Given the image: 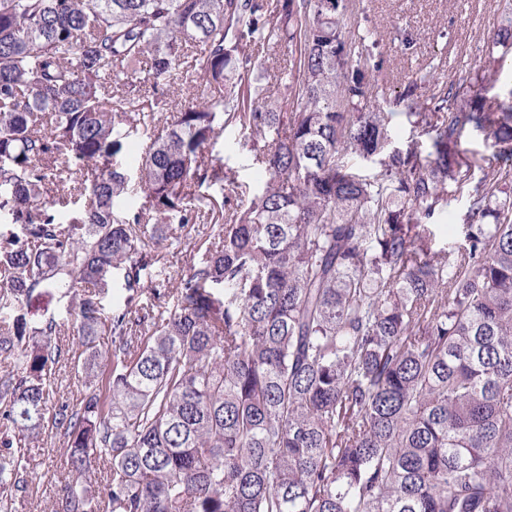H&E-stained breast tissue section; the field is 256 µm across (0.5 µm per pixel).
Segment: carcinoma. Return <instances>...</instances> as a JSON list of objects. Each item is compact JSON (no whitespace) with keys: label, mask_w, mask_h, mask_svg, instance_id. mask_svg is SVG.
Here are the masks:
<instances>
[{"label":"carcinoma","mask_w":512,"mask_h":512,"mask_svg":"<svg viewBox=\"0 0 512 512\" xmlns=\"http://www.w3.org/2000/svg\"><path fill=\"white\" fill-rule=\"evenodd\" d=\"M347 0H0V300L80 295L77 409L50 414L57 324L0 325V512L27 490L16 434L64 428L72 482L56 512H512V164L460 156L467 129L512 160V4L482 73L434 72L383 102L432 134L434 163L388 150L373 98L374 29ZM261 40L298 54L288 97L251 94ZM194 90L174 110L177 76ZM165 134L152 138L160 124ZM251 130L264 187L229 215L204 184L219 131ZM141 156L145 205L116 157ZM346 152L384 156L364 178ZM91 177H86V173ZM83 205L61 222L46 185ZM465 202L459 245L426 221ZM209 219L200 261L164 316L112 312V349L90 291L124 272L145 286L155 245ZM107 367L106 391L95 369ZM101 458V489L83 476Z\"/></svg>","instance_id":"obj_1"}]
</instances>
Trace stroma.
<instances>
[{
	"label": "stroma",
	"mask_w": 512,
	"mask_h": 512,
	"mask_svg": "<svg viewBox=\"0 0 512 512\" xmlns=\"http://www.w3.org/2000/svg\"><path fill=\"white\" fill-rule=\"evenodd\" d=\"M502 0H348L352 20L369 19L381 34L384 65L377 74V87L386 96H394L420 73L434 65L439 80L465 78L484 67L485 49L491 36L490 22ZM265 64L251 91L263 102H277L287 91L280 81L293 57L283 47L264 48ZM249 130L227 127L209 146L207 156L229 171L231 179L223 185H205L201 191L213 195L224 212H231L241 201L259 192L266 180L264 167L250 152L246 142ZM162 259L151 271L148 288L128 293L122 272H114L108 290L97 297L102 316L132 305L137 313H169L178 303L180 281L200 258L186 243L164 242ZM76 300L61 291L45 288L41 293L20 301L0 303V322L17 316L41 323L54 320L60 330L62 348L55 367L54 409H73L87 393L76 376V363L82 346L74 336L72 322ZM28 450V469L34 480L29 485L20 512H54L71 480L67 466V439L57 432L22 440Z\"/></svg>",
	"instance_id": "35a3bbf8"
}]
</instances>
